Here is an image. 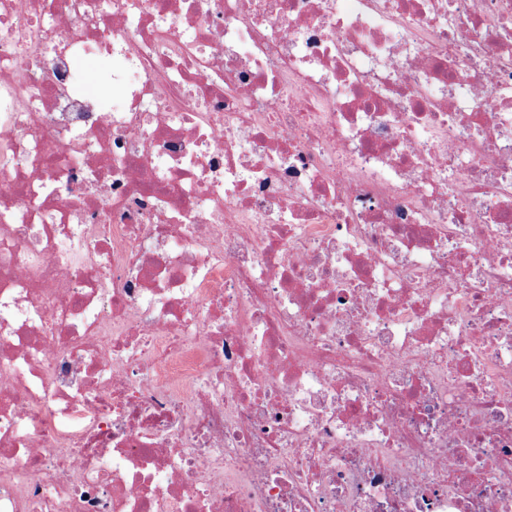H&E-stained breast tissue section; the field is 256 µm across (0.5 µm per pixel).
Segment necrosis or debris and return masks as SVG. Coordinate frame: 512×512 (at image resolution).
I'll return each instance as SVG.
<instances>
[{
  "label": "necrosis or debris",
  "mask_w": 512,
  "mask_h": 512,
  "mask_svg": "<svg viewBox=\"0 0 512 512\" xmlns=\"http://www.w3.org/2000/svg\"><path fill=\"white\" fill-rule=\"evenodd\" d=\"M0 512H512V0H0ZM81 70L87 75L91 92L97 95L100 90L108 85L110 76V62L108 59H98L90 64L82 62Z\"/></svg>",
  "instance_id": "obj_1"
}]
</instances>
